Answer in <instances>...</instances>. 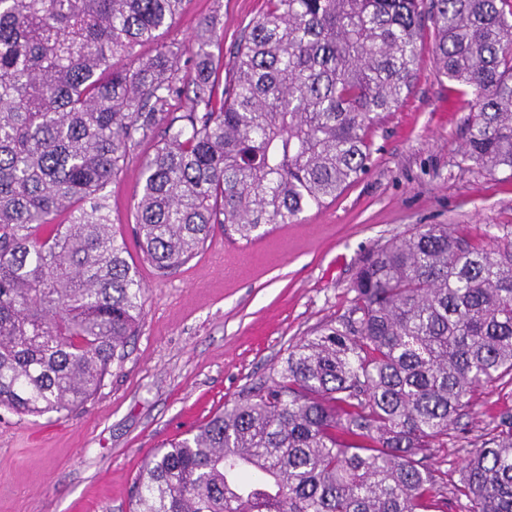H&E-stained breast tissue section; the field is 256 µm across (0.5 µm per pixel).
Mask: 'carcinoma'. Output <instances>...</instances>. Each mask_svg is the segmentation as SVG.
<instances>
[{
    "mask_svg": "<svg viewBox=\"0 0 512 512\" xmlns=\"http://www.w3.org/2000/svg\"><path fill=\"white\" fill-rule=\"evenodd\" d=\"M265 2L224 76L215 12L138 55L186 0H0V408L69 414L123 358L144 288L107 186L161 124L133 226L160 279L215 228L251 243L365 174L428 25L470 95L465 160L512 178V0ZM350 291L347 315L144 463L130 512H446L451 430L512 384V224L424 225L370 251ZM453 495L512 512L511 410Z\"/></svg>",
    "mask_w": 512,
    "mask_h": 512,
    "instance_id": "carcinoma-1",
    "label": "carcinoma"
}]
</instances>
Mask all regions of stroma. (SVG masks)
Returning a JSON list of instances; mask_svg holds the SVG:
<instances>
[{
    "label": "stroma",
    "instance_id": "obj_1",
    "mask_svg": "<svg viewBox=\"0 0 512 512\" xmlns=\"http://www.w3.org/2000/svg\"><path fill=\"white\" fill-rule=\"evenodd\" d=\"M263 9L264 0H189L164 39L188 41L216 10L229 50ZM418 49L410 93L368 132V172L336 201L279 228L270 249L244 245L243 274L226 272L219 231L168 278L143 263L133 213L140 163L155 144L137 148L107 191L145 289L138 334L83 408L40 417L0 409V512H73L78 502L84 512H129L133 478L159 448L223 411L268 378L290 345L344 314L369 249L423 224L480 235L512 223V180L462 159L470 110L458 83L440 75L431 33ZM508 409L511 384L477 394L441 461L449 480L485 423Z\"/></svg>",
    "mask_w": 512,
    "mask_h": 512
}]
</instances>
